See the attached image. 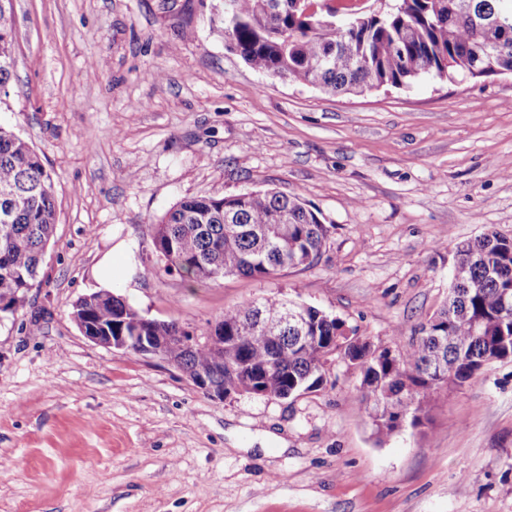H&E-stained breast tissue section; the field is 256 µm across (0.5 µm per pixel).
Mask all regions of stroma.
Here are the masks:
<instances>
[{"instance_id":"35a3bbf8","label":"stroma","mask_w":512,"mask_h":512,"mask_svg":"<svg viewBox=\"0 0 512 512\" xmlns=\"http://www.w3.org/2000/svg\"><path fill=\"white\" fill-rule=\"evenodd\" d=\"M13 10L0 126L41 155L58 221L40 287L0 316V512H512V362L381 439L345 363L299 397L219 399L70 317L112 254L113 292L150 318L202 333L279 297L407 343L446 302L457 244L512 236V75L328 96L231 51L224 0ZM263 189L332 226L312 266L190 282L142 234L183 198Z\"/></svg>"}]
</instances>
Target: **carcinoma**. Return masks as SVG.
Wrapping results in <instances>:
<instances>
[{"mask_svg": "<svg viewBox=\"0 0 512 512\" xmlns=\"http://www.w3.org/2000/svg\"><path fill=\"white\" fill-rule=\"evenodd\" d=\"M224 25L229 48L272 78L310 84L326 94L401 88L424 75L450 82L512 74V0H385L380 14L310 10L320 0H232ZM16 32L11 0L0 5V94L14 76ZM51 175L30 143L0 126V314L22 307L39 286L45 250L54 237ZM288 239L268 243L279 225ZM334 225L299 196L252 191L188 197L142 226L164 269L196 281L227 276L264 279L317 261ZM276 297L224 310V343L187 350L166 345L160 357L191 377L204 374L224 391L270 397L319 390L340 360L360 374L358 402L380 437L422 425V403L439 386L477 382L488 357L512 361V237L487 230L457 249L448 302L395 348L346 331L345 322L309 307L307 326L269 338L255 326L258 309L280 310ZM73 308L87 312L102 336H181L178 318L143 322L125 298L98 291Z\"/></svg>", "mask_w": 512, "mask_h": 512, "instance_id": "1", "label": "carcinoma"}]
</instances>
